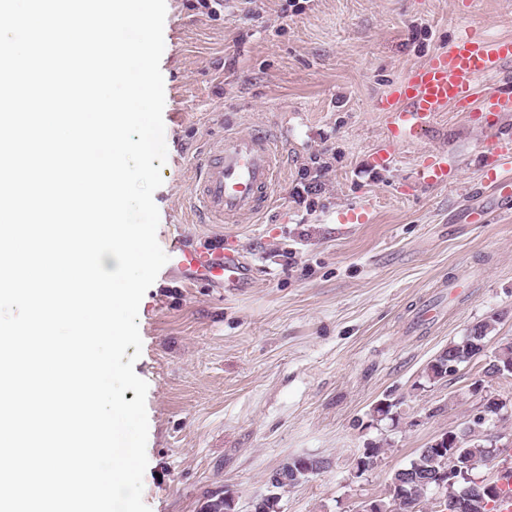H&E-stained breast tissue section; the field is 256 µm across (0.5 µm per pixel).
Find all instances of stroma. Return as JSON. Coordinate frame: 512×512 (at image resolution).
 Segmentation results:
<instances>
[{"label": "stroma", "instance_id": "35a3bbf8", "mask_svg": "<svg viewBox=\"0 0 512 512\" xmlns=\"http://www.w3.org/2000/svg\"><path fill=\"white\" fill-rule=\"evenodd\" d=\"M166 6L158 242L232 236L256 274L241 295L160 275L143 296V500L150 512H205L228 493L234 512H253L276 470L315 457L324 467L283 491V512H362L419 448L479 411V365L429 383L427 362L493 314L491 346L512 339V211L484 165L494 134L512 135V112L451 109L393 143L377 104L460 29L512 37V0ZM256 128L281 143L271 207L249 224L192 223L183 203L206 142ZM383 148L389 159L374 166ZM432 155L447 158V184L419 183ZM305 174L317 191L301 202ZM475 207L487 223H469ZM360 208L370 222L337 223V211ZM430 304L445 316L412 329ZM384 400L397 421L377 419ZM379 442L385 453L355 477Z\"/></svg>", "mask_w": 512, "mask_h": 512}]
</instances>
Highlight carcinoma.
Returning <instances> with one entry per match:
<instances>
[{
    "instance_id": "cac0c4a2",
    "label": "carcinoma",
    "mask_w": 512,
    "mask_h": 512,
    "mask_svg": "<svg viewBox=\"0 0 512 512\" xmlns=\"http://www.w3.org/2000/svg\"><path fill=\"white\" fill-rule=\"evenodd\" d=\"M492 362L494 363L492 367L486 364L481 366L483 377L491 380L502 379L503 375L499 373V369H512L511 340L496 347ZM465 425L468 434L461 438V446L454 452L448 455H436L427 448H421L407 466L396 470L390 479V485L399 487L401 493L391 490L385 497L374 500L377 512H405L403 503L408 501L424 506L431 504L432 483L428 481L430 476L454 468L462 456L477 459L486 457L489 442L483 437L484 425L475 418L466 421ZM384 452L385 448L380 444L364 449L356 463L357 476L360 477L365 473L362 465L377 461ZM307 463L317 467L322 460L310 457L294 459L277 472L276 483L272 484L274 491L272 496L263 502L261 512H280L281 492L287 487L301 483L305 478L304 466Z\"/></svg>"
}]
</instances>
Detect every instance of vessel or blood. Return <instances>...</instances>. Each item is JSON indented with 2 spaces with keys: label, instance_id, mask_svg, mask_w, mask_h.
I'll return each mask as SVG.
<instances>
[{
  "label": "vessel or blood",
  "instance_id": "obj_1",
  "mask_svg": "<svg viewBox=\"0 0 512 512\" xmlns=\"http://www.w3.org/2000/svg\"><path fill=\"white\" fill-rule=\"evenodd\" d=\"M512 62V38L490 37L473 31L458 34L445 51L431 54L394 86L379 105L394 135L415 132L448 108L479 107L483 112H512V88L475 100L482 78L496 76ZM490 179L502 201L512 204V137H496L489 152ZM282 170V154L264 130L223 135L211 140L191 177L186 207L200 224H246L272 200ZM420 183L448 182V161L432 156L417 172ZM167 271L189 283L219 286L227 291L244 288L255 274L246 263L237 240L218 236L204 246L177 243L168 251Z\"/></svg>",
  "mask_w": 512,
  "mask_h": 512
}]
</instances>
